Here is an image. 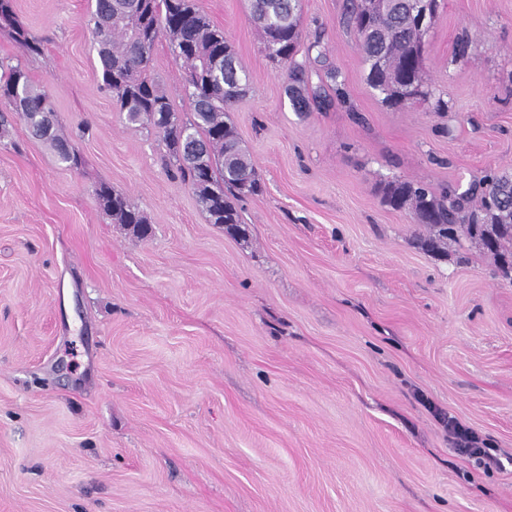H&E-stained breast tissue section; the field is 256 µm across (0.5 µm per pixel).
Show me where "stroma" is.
Wrapping results in <instances>:
<instances>
[{
    "instance_id": "35a3bbf8",
    "label": "stroma",
    "mask_w": 512,
    "mask_h": 512,
    "mask_svg": "<svg viewBox=\"0 0 512 512\" xmlns=\"http://www.w3.org/2000/svg\"><path fill=\"white\" fill-rule=\"evenodd\" d=\"M15 3L44 50L2 30L0 60L45 87L82 164L20 119L0 141V512H512V281L469 239L427 252L382 194L512 171V0H439L434 97L399 107L349 0H302L309 69L346 93L302 114L248 0H198L247 76L229 118L264 191L238 204L244 239L101 89L91 0ZM151 73L183 107L167 42ZM103 183L148 238L98 208ZM442 413L504 468L453 452Z\"/></svg>"
}]
</instances>
